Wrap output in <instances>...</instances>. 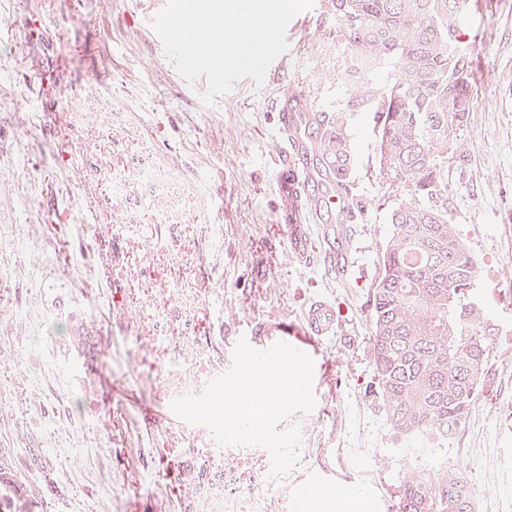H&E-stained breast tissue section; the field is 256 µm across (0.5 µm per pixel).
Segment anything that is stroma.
<instances>
[{
    "mask_svg": "<svg viewBox=\"0 0 512 512\" xmlns=\"http://www.w3.org/2000/svg\"><path fill=\"white\" fill-rule=\"evenodd\" d=\"M167 0H0V448L46 512H205V493L255 512H301L310 471L332 463L368 485L370 512H397L393 448L367 396L369 289L392 226L373 114L346 109L354 83L317 29L288 27L271 77L238 79L214 104L151 28ZM464 28L474 80L448 156V215L477 257L497 327L482 397L452 442L476 512H512V0H488ZM300 85L317 110H344L366 202L347 227L352 273L328 274L322 227L295 262L278 222L271 156L276 102ZM316 298L341 326L301 431L297 465L269 482L260 446L206 451V427L148 421L149 406L230 368L233 339L299 317ZM38 449L40 460L28 449Z\"/></svg>",
    "mask_w": 512,
    "mask_h": 512,
    "instance_id": "1",
    "label": "stroma"
}]
</instances>
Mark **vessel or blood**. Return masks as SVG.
I'll use <instances>...</instances> for the list:
<instances>
[{
    "label": "vessel or blood",
    "mask_w": 512,
    "mask_h": 512,
    "mask_svg": "<svg viewBox=\"0 0 512 512\" xmlns=\"http://www.w3.org/2000/svg\"><path fill=\"white\" fill-rule=\"evenodd\" d=\"M309 107L307 97L300 94L290 100L281 99L277 105L274 169L280 197L279 222L288 231L291 256L299 262L309 258L307 223L312 210H326L342 219L356 205L351 195L336 190L321 193L316 206L308 204L313 185L324 174L313 161ZM337 325L335 307L319 300L311 304L302 320L295 321L285 315L274 317L248 332L246 340L257 350L283 341L316 359L320 356L324 340L334 335ZM310 485L328 497L353 494L363 489L362 484L354 480L336 481L332 469L327 467L311 477Z\"/></svg>",
    "instance_id": "vessel-or-blood-1"
}]
</instances>
